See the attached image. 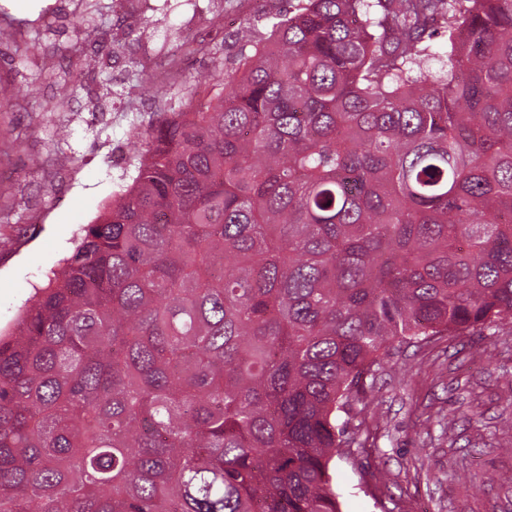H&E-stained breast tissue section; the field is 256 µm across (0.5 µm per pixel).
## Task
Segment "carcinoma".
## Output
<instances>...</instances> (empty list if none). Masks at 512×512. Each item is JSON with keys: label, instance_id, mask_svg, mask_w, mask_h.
I'll return each instance as SVG.
<instances>
[{"label": "carcinoma", "instance_id": "1", "mask_svg": "<svg viewBox=\"0 0 512 512\" xmlns=\"http://www.w3.org/2000/svg\"><path fill=\"white\" fill-rule=\"evenodd\" d=\"M268 25L0 331V512H340L384 357L512 323V0Z\"/></svg>", "mask_w": 512, "mask_h": 512}]
</instances>
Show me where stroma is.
I'll return each instance as SVG.
<instances>
[{
    "instance_id": "obj_1",
    "label": "stroma",
    "mask_w": 512,
    "mask_h": 512,
    "mask_svg": "<svg viewBox=\"0 0 512 512\" xmlns=\"http://www.w3.org/2000/svg\"><path fill=\"white\" fill-rule=\"evenodd\" d=\"M290 0H0V82L41 105L0 106V328L131 183L134 124L161 109L150 83L218 90L241 46ZM118 45L117 56L101 48ZM110 72L113 84L101 83ZM83 86L62 96L65 77ZM360 448L333 462L341 512H512V323L385 358ZM383 471V482L371 475ZM467 472L475 481H458Z\"/></svg>"
}]
</instances>
